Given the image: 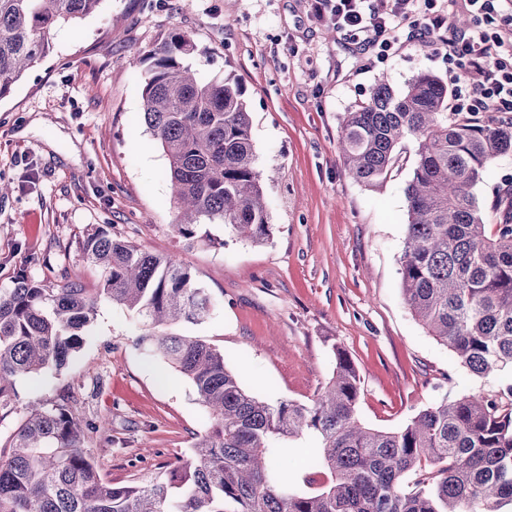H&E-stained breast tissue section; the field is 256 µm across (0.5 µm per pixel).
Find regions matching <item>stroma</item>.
Wrapping results in <instances>:
<instances>
[{
  "mask_svg": "<svg viewBox=\"0 0 512 512\" xmlns=\"http://www.w3.org/2000/svg\"><path fill=\"white\" fill-rule=\"evenodd\" d=\"M307 0H102L92 15L57 26L48 55L0 99V291L27 274L43 287L67 279L100 287L81 243L95 227L187 268L217 308L179 324L223 350L244 387L270 403H311L328 382L331 348L357 366L358 413L395 431L444 398L498 395L505 379L460 366L405 306L399 256L411 164L375 188L347 177L339 118L380 76L395 90L422 72L447 78L430 48L411 44L384 62L329 33ZM196 46L201 76L231 77L251 114L256 167L272 236L254 245L204 224L182 237L167 160L142 114L143 69L130 57L170 32ZM140 318L99 299L90 334L60 372L19 381L0 419V445L25 417L24 400L68 401L108 423L88 443L115 484L167 471L209 427L191 382L135 346Z\"/></svg>",
  "mask_w": 512,
  "mask_h": 512,
  "instance_id": "35a3bbf8",
  "label": "stroma"
}]
</instances>
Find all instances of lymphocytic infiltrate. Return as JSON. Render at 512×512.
<instances>
[{
  "label": "lymphocytic infiltrate",
  "mask_w": 512,
  "mask_h": 512,
  "mask_svg": "<svg viewBox=\"0 0 512 512\" xmlns=\"http://www.w3.org/2000/svg\"><path fill=\"white\" fill-rule=\"evenodd\" d=\"M475 24L449 30L448 10L438 0H309L311 13L387 58L404 45L431 47L452 67L451 109L512 116V13L499 0H464Z\"/></svg>",
  "instance_id": "f902f5d3"
}]
</instances>
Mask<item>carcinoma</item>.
<instances>
[{
    "label": "carcinoma",
    "mask_w": 512,
    "mask_h": 512,
    "mask_svg": "<svg viewBox=\"0 0 512 512\" xmlns=\"http://www.w3.org/2000/svg\"><path fill=\"white\" fill-rule=\"evenodd\" d=\"M101 0H0V98L51 48L54 28L97 10ZM181 32L139 53L147 66L143 116L168 162L175 227L194 239L219 221L254 245L271 235L255 166L251 118L240 85L202 81L187 63ZM448 84L419 73L396 92L378 79L367 100L344 113V172L373 188L403 167L406 235L398 274L404 304L459 364L477 376L512 372V181L496 187L487 223L476 190L491 163L512 154V119L448 111ZM83 258L102 276L99 296L142 316L138 345L185 375L211 424L167 473L115 486L87 448L107 423L31 396L26 417L0 446V512H512V383L496 397L473 393L419 411L397 431L358 417L361 378L346 350L332 347L331 377L310 404L266 403L247 392L224 352L157 328L199 324L211 296L187 268L95 228ZM98 296L74 281L45 288L27 275L0 292V412L19 399L17 382L65 368L87 335ZM311 434L309 491L280 470L283 450Z\"/></svg>",
    "instance_id": "carcinoma-1"
}]
</instances>
